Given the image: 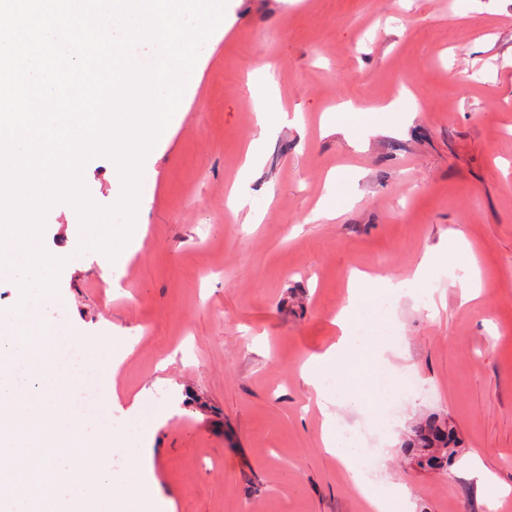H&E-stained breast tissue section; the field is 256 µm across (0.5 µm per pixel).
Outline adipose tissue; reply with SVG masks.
<instances>
[{"label": "adipose tissue", "instance_id": "adipose-tissue-1", "mask_svg": "<svg viewBox=\"0 0 512 512\" xmlns=\"http://www.w3.org/2000/svg\"><path fill=\"white\" fill-rule=\"evenodd\" d=\"M405 284L391 278L357 270L349 276V299L335 318L341 336L326 351L311 355L304 364L302 377L315 395L319 407L344 403L359 413H380L385 394L379 381L391 366L389 356L395 353L396 337H385L372 352L369 376L356 374L354 366L365 349L364 321L361 313L368 300L386 297L388 303L405 296ZM339 418L327 416L323 425V444L335 456L363 498L369 512H389L392 500L405 497L402 485L378 486L361 462V452L354 439L344 437Z\"/></svg>", "mask_w": 512, "mask_h": 512}]
</instances>
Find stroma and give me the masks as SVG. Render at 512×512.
Returning <instances> with one entry per match:
<instances>
[{"instance_id": "1", "label": "stroma", "mask_w": 512, "mask_h": 512, "mask_svg": "<svg viewBox=\"0 0 512 512\" xmlns=\"http://www.w3.org/2000/svg\"><path fill=\"white\" fill-rule=\"evenodd\" d=\"M252 81L298 119L244 177L260 134ZM347 102L374 115L352 138L327 120ZM182 111L152 158L146 236L120 285L96 251L58 271L84 342L74 407L92 391L98 431L152 427L140 452L163 512H365L324 450L301 363L337 341L351 270L410 278L460 230L480 299L465 298L468 265L436 267L369 320L398 338L391 362L420 390L390 418L339 413L359 446L376 442L377 482L406 486L400 512H512V0H231ZM327 193L349 207L312 219ZM254 209L261 223H247ZM111 378L114 393L99 394ZM431 412L462 440L444 472L401 449ZM474 453L509 489L495 506L463 474Z\"/></svg>"}]
</instances>
